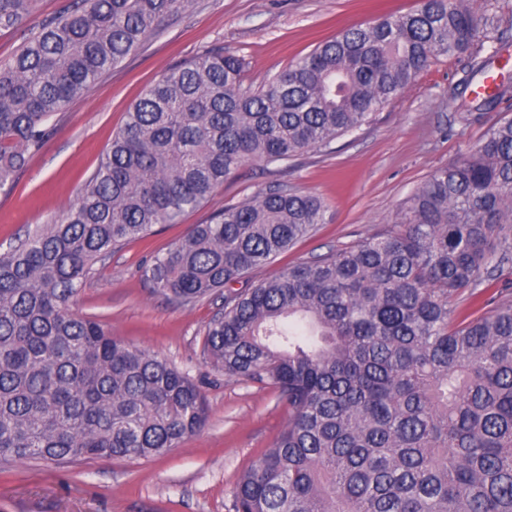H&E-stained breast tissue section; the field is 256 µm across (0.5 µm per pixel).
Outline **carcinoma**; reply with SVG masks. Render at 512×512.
I'll return each instance as SVG.
<instances>
[{
	"instance_id": "carcinoma-1",
	"label": "carcinoma",
	"mask_w": 512,
	"mask_h": 512,
	"mask_svg": "<svg viewBox=\"0 0 512 512\" xmlns=\"http://www.w3.org/2000/svg\"><path fill=\"white\" fill-rule=\"evenodd\" d=\"M193 0H71L0 64V191L49 121ZM34 0H0V31ZM489 18L473 0L348 27L245 85L213 49L150 85L58 219L0 254V458H151L207 420L205 397L164 358L114 338L72 302L112 251L199 207L239 170L327 148L368 124L440 56L468 54L459 119L512 99L478 87ZM314 194L276 183L224 207L142 269L190 304L288 251L319 224ZM397 228L224 296L205 351L288 409L273 447L236 483L235 512H512V300L457 320L456 300L512 239V118L433 172Z\"/></svg>"
}]
</instances>
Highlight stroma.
I'll list each match as a JSON object with an SVG mask.
<instances>
[{"instance_id":"obj_1","label":"stroma","mask_w":512,"mask_h":512,"mask_svg":"<svg viewBox=\"0 0 512 512\" xmlns=\"http://www.w3.org/2000/svg\"><path fill=\"white\" fill-rule=\"evenodd\" d=\"M70 0H35L21 28L0 31V60L19 48L24 30L62 11ZM493 18L483 56L512 42V0H474ZM418 0H195L186 13L162 20L142 47L104 74L50 120L44 147L31 155L9 192H0V252L36 225L57 219L76 201L130 106L169 69L214 49L243 58L247 85L308 54L343 28ZM467 55L441 57L373 121L273 170L254 164L219 185L174 224L155 225L95 266L72 310L112 336L165 358L199 384L208 404L204 428L168 453L143 458L64 462H0V512H233L238 476L288 422L276 392L225 376L204 352L205 331L223 294L189 305L153 293L141 276L151 259L181 241L192 225L274 183L323 198L326 220L275 261L231 287L238 293L285 268L356 244L395 227L407 197L436 169L471 156L489 127L512 117V102L468 125L457 122L448 88Z\"/></svg>"}]
</instances>
